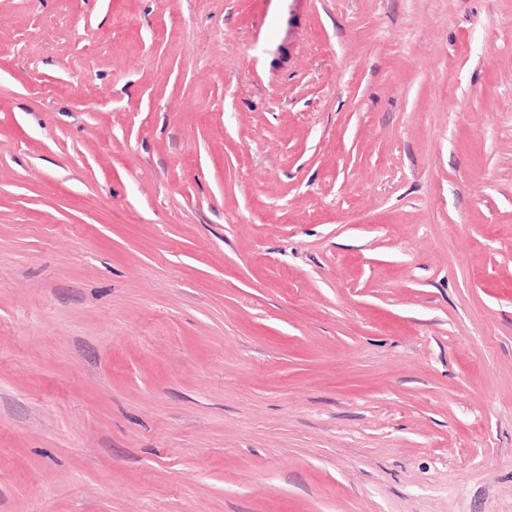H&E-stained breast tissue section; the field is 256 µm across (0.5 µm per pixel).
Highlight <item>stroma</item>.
<instances>
[{
    "instance_id": "35a3bbf8",
    "label": "stroma",
    "mask_w": 512,
    "mask_h": 512,
    "mask_svg": "<svg viewBox=\"0 0 512 512\" xmlns=\"http://www.w3.org/2000/svg\"><path fill=\"white\" fill-rule=\"evenodd\" d=\"M0 512H512V0H0Z\"/></svg>"
}]
</instances>
